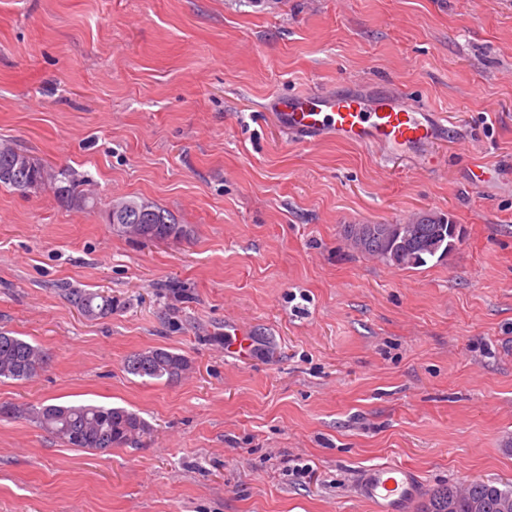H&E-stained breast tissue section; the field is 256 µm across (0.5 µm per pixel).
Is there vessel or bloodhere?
Wrapping results in <instances>:
<instances>
[{
	"label": "vessel or blood",
	"mask_w": 512,
	"mask_h": 512,
	"mask_svg": "<svg viewBox=\"0 0 512 512\" xmlns=\"http://www.w3.org/2000/svg\"><path fill=\"white\" fill-rule=\"evenodd\" d=\"M268 110L293 138L318 142L331 137L374 148L381 157L415 158L448 142L451 131L441 113L397 90L372 94L305 90L272 97ZM422 492L418 475L393 463L364 469L357 493L374 512H410Z\"/></svg>",
	"instance_id": "vessel-or-blood-1"
}]
</instances>
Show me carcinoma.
I'll list each match as a JSON object with an SVG mask.
<instances>
[{
	"mask_svg": "<svg viewBox=\"0 0 512 512\" xmlns=\"http://www.w3.org/2000/svg\"><path fill=\"white\" fill-rule=\"evenodd\" d=\"M17 166L25 182L0 179V187L18 191L36 190L46 183L54 185L57 194L68 204L82 210H92L97 198L79 189L80 180L69 169L53 170L36 162L26 152L5 140L0 142V168ZM124 207L122 223L137 224L142 233L137 238L152 241L185 234L184 225L177 223L174 216L156 205L134 198H117L108 206ZM445 223L441 212H424L416 218L411 236L401 234L400 245L389 250L379 235L371 232L368 224L351 226L350 235L357 249L369 256H376L398 267H419L436 257L443 258L442 252L431 254L430 240ZM74 303L90 319L104 318L112 314V296L100 291L70 292ZM43 351L31 343L0 332V378L27 381L36 376L45 364ZM188 365L187 359L171 351L154 349L136 354L128 360V371L139 377L177 380ZM32 419L39 428L60 439L69 446L106 452L128 445L149 432L148 424L136 413L122 407L92 404H47L30 410ZM512 495V488H501L494 484L473 481L465 487L450 485L436 489L430 494L423 512H444L448 508V496L458 500V512H469V503L474 499L483 502L482 512H501L500 503L506 495Z\"/></svg>",
	"mask_w": 512,
	"mask_h": 512,
	"instance_id": "cac0c4a2",
	"label": "carcinoma"
}]
</instances>
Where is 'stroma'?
<instances>
[{"label":"stroma","mask_w":512,"mask_h":512,"mask_svg":"<svg viewBox=\"0 0 512 512\" xmlns=\"http://www.w3.org/2000/svg\"><path fill=\"white\" fill-rule=\"evenodd\" d=\"M342 82L447 113L438 165L299 144L266 108ZM1 138L102 204L0 188V331L47 355L0 379V512H373L356 484L385 462L426 494L512 487V0H0ZM120 196L186 236L117 235ZM427 211L463 231L440 261L344 238ZM153 348L188 370L129 374ZM71 402L151 431L101 453L29 415ZM74 303L83 314L90 319L104 318L112 315V296L104 295L101 291L86 292L76 290L69 292Z\"/></svg>","instance_id":"stroma-1"}]
</instances>
